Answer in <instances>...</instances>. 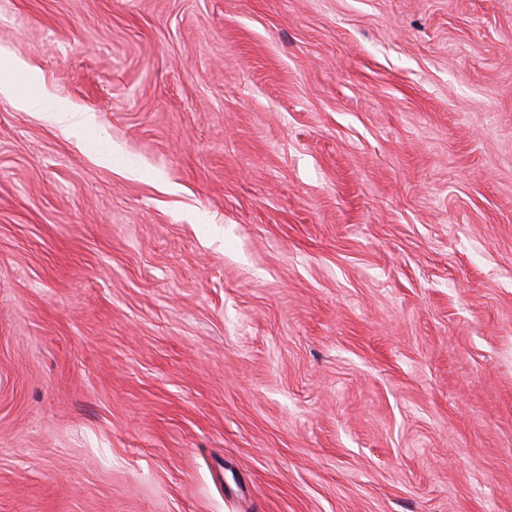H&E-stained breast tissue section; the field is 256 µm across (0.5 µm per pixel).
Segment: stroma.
<instances>
[{
	"label": "stroma",
	"mask_w": 512,
	"mask_h": 512,
	"mask_svg": "<svg viewBox=\"0 0 512 512\" xmlns=\"http://www.w3.org/2000/svg\"><path fill=\"white\" fill-rule=\"evenodd\" d=\"M1 48L98 125L0 95V512H512V0H0Z\"/></svg>",
	"instance_id": "1"
}]
</instances>
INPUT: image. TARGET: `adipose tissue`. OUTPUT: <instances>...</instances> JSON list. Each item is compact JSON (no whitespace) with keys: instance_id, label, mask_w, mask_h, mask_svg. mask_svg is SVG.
Segmentation results:
<instances>
[{"instance_id":"adipose-tissue-1","label":"adipose tissue","mask_w":512,"mask_h":512,"mask_svg":"<svg viewBox=\"0 0 512 512\" xmlns=\"http://www.w3.org/2000/svg\"><path fill=\"white\" fill-rule=\"evenodd\" d=\"M2 68L6 69L8 77L0 81V93L11 97L18 109L54 113L56 120L66 123L69 132L77 137L95 127L94 113L77 111L63 99L46 102L38 89L36 71L25 60L0 56Z\"/></svg>"}]
</instances>
